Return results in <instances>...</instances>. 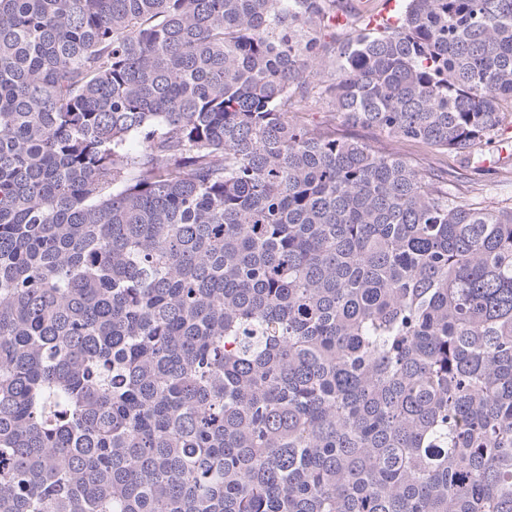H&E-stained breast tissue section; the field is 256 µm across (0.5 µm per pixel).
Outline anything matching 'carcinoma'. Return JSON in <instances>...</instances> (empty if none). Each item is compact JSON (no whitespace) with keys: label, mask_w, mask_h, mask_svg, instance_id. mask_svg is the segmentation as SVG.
Instances as JSON below:
<instances>
[{"label":"carcinoma","mask_w":512,"mask_h":512,"mask_svg":"<svg viewBox=\"0 0 512 512\" xmlns=\"http://www.w3.org/2000/svg\"><path fill=\"white\" fill-rule=\"evenodd\" d=\"M512 0H0V512H512ZM136 140L140 150L132 151ZM308 122L319 130H336L339 134L354 137L382 152L404 156L416 169L423 172L444 173L448 168H458L453 155L423 148L410 142L392 141L380 136L375 130L351 127L342 121L326 95L300 103ZM459 176L458 180L448 186V191L462 202H481L484 206H512V181L505 180L496 171L482 177L479 183H473L467 175Z\"/></svg>","instance_id":"cac0c4a2"}]
</instances>
